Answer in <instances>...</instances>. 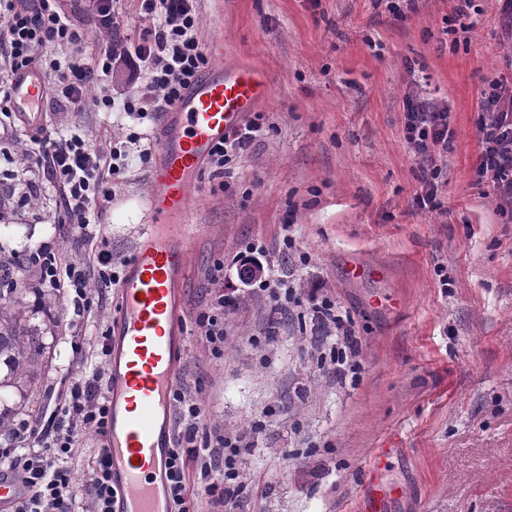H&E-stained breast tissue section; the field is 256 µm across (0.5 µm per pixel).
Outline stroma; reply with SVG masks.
Listing matches in <instances>:
<instances>
[{
  "instance_id": "stroma-1",
  "label": "stroma",
  "mask_w": 512,
  "mask_h": 512,
  "mask_svg": "<svg viewBox=\"0 0 512 512\" xmlns=\"http://www.w3.org/2000/svg\"><path fill=\"white\" fill-rule=\"evenodd\" d=\"M475 26L445 33L454 0H418L405 20L383 0H202L204 42L221 37L226 64L263 69L270 96L256 104L268 128L229 175L200 171L198 224L183 290L187 351L180 374L200 380L209 427L262 428L241 452L245 490L235 512H354L362 467L391 434L409 485L407 512H512V206L473 181L483 87L512 78V20L500 0H474ZM421 93L450 113L440 210L415 213L422 163L404 139V99ZM45 121L80 124L93 140L104 117L44 104ZM149 169L132 165L98 229L116 264L129 260L148 223ZM58 197L43 188L0 211V254L49 243L65 259L85 245L58 223ZM292 232L295 251H285ZM262 244L301 291L318 289L350 315L358 374L317 361L327 327L312 314L272 307L241 285L235 257ZM241 296L212 355L195 319L215 293ZM360 264L367 275L348 269ZM72 329L61 303L31 292L21 321L39 336L37 366L0 389L14 420L38 425L52 398L98 368L73 357V334L112 325L117 292Z\"/></svg>"
}]
</instances>
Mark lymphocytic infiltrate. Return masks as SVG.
<instances>
[{
	"label": "lymphocytic infiltrate",
	"mask_w": 512,
	"mask_h": 512,
	"mask_svg": "<svg viewBox=\"0 0 512 512\" xmlns=\"http://www.w3.org/2000/svg\"><path fill=\"white\" fill-rule=\"evenodd\" d=\"M119 0H84L76 13H68L62 0H0V70L14 74L37 68L49 77L46 89L65 106L119 110L127 126L124 133L99 145L77 132L46 130L34 137L33 150L20 154L17 169L37 168L59 192L58 221L72 232L89 238L90 226L101 223L112 200V188L130 167L131 158L148 166L154 154L147 127L167 111L208 68L210 57L199 32L200 0H135V11L149 26L134 44L120 32L128 18ZM106 34L107 44L89 53L93 32ZM61 46L64 57L45 60L48 48ZM126 68L132 86L122 100L110 92L118 68ZM98 96H89L90 88ZM404 139L415 155L431 167L421 179L412 207L421 212L438 208L442 170L435 156L447 153L453 138L447 112L428 99H407ZM480 154L474 169L475 184H491L500 203L512 205V86L492 82L480 92L477 111ZM262 118H254L226 137L205 162L212 173L223 174L263 133ZM42 179V180H43ZM24 261L34 268L36 292L62 293L67 325L85 319L95 307L93 283L112 287L120 280L112 262V245L98 240L81 260L67 261L58 250L41 245L27 250ZM307 301L331 326L337 346L334 365L345 366L357 347L349 315L331 300L310 289ZM239 304L237 295L216 292L211 305L196 318L201 336L215 354L224 349V316ZM103 376L93 371L71 382L51 411L46 425L33 430L20 423L0 441V481L14 484L18 496L10 512H76L77 492H84L92 512H113L115 491L103 459H95L84 487H77L70 465L75 438L81 433L104 435L108 405L102 392ZM172 401L182 424L170 460L169 489L175 512H191L189 489L204 484L215 507L230 512L238 492V457L249 447L247 433L210 430L202 425L205 410L188 385L177 386ZM36 437L42 449L18 450L27 437ZM222 471V481L212 474Z\"/></svg>",
	"instance_id": "lymphocytic-infiltrate-1"
}]
</instances>
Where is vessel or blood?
Returning a JSON list of instances; mask_svg holds the SVG:
<instances>
[{
  "label": "vessel or blood",
  "mask_w": 512,
  "mask_h": 512,
  "mask_svg": "<svg viewBox=\"0 0 512 512\" xmlns=\"http://www.w3.org/2000/svg\"><path fill=\"white\" fill-rule=\"evenodd\" d=\"M208 73L167 112L157 141L159 162L149 180L150 224L145 225L118 287L112 356L106 378L109 425L103 448L118 491L116 512H172L169 457L174 444L171 393L186 350L181 285L199 226L190 222V190L214 147L268 96L266 73L228 66L214 41ZM12 103L28 133L44 124L39 110L44 78L37 70L11 77ZM394 441L374 450L364 468L356 512H400V487L383 476Z\"/></svg>",
  "instance_id": "1"
}]
</instances>
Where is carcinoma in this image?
I'll use <instances>...</instances> for the list:
<instances>
[{"instance_id":"carcinoma-1","label":"carcinoma","mask_w":512,"mask_h":512,"mask_svg":"<svg viewBox=\"0 0 512 512\" xmlns=\"http://www.w3.org/2000/svg\"><path fill=\"white\" fill-rule=\"evenodd\" d=\"M13 289L0 287V368L13 377L37 364L39 338L20 324L21 310L12 297Z\"/></svg>"}]
</instances>
